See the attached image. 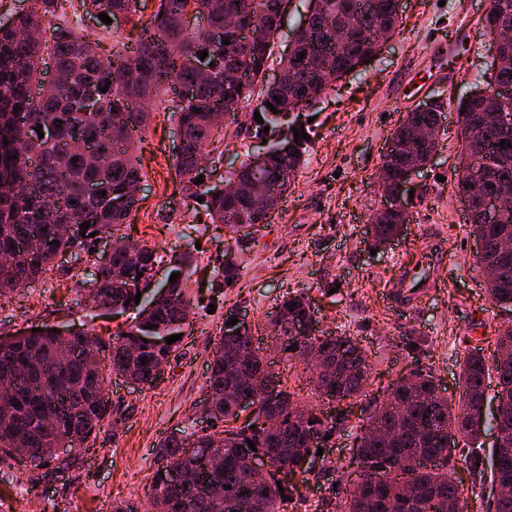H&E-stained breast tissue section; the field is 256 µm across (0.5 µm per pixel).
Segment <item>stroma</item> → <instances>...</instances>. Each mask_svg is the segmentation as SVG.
Returning a JSON list of instances; mask_svg holds the SVG:
<instances>
[{
    "label": "stroma",
    "mask_w": 512,
    "mask_h": 512,
    "mask_svg": "<svg viewBox=\"0 0 512 512\" xmlns=\"http://www.w3.org/2000/svg\"><path fill=\"white\" fill-rule=\"evenodd\" d=\"M157 6L158 0H143L139 11L108 25L69 0H62L58 14L65 26L108 50L118 41L135 46ZM485 9L486 0H402L397 33L321 95L304 164L269 223L256 225L242 241L183 198L173 173L176 120L155 106L140 153L139 202L119 234L156 247L162 257L152 280L156 286L166 279L167 256L194 251L196 267L186 287L193 305L181 342L153 384L136 386L109 376L106 390L119 415L104 420L89 447L68 452L70 469L59 470L53 462L35 468L22 457L0 466V512H102L115 501L144 508L160 440L208 424L206 378L231 307L243 309L261 329L283 296L306 293L319 330L355 336L373 362L355 419L314 457L304 500L286 512H341L334 484L353 467L359 417L402 374L430 367L442 395L454 400L468 352L479 350L486 365L494 366L497 333L512 322V311L489 300L474 267L478 243L453 173L463 147L457 103L487 86L492 75L489 40L481 34ZM435 99L448 114L435 153L409 181L410 222L397 240L375 247L371 220L381 206L384 148L407 112ZM254 107L246 101L226 117L220 142L203 160L207 187L222 188L257 148L250 126ZM430 244L454 258L441 266L442 286L416 307L399 306L387 287ZM228 255L237 265L229 283L223 272ZM91 266L87 255L65 256L29 286L1 296L0 339L45 327L62 333L84 327L105 338L126 329L135 310L104 313L86 306ZM255 346L296 399L311 401L298 361L263 340Z\"/></svg>",
    "instance_id": "stroma-1"
}]
</instances>
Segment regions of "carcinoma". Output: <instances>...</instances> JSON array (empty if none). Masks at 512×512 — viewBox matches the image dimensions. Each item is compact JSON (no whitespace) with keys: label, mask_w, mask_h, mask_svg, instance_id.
Listing matches in <instances>:
<instances>
[{"label":"carcinoma","mask_w":512,"mask_h":512,"mask_svg":"<svg viewBox=\"0 0 512 512\" xmlns=\"http://www.w3.org/2000/svg\"><path fill=\"white\" fill-rule=\"evenodd\" d=\"M204 10L210 30L185 27L188 2ZM61 0H32L30 8L13 17L10 26L0 25V254L38 236L46 249L20 259L12 270H0V296L30 284L50 270L55 255L64 250H85L90 234L112 237L137 204L131 185L140 181L137 150L147 124L140 120L138 100L152 98L186 84L194 95L176 113L185 142L174 160L175 174L189 199H203L199 206L211 221L236 233L239 224H267L272 212L252 209L246 194L226 198L201 189L196 178L205 174L202 160L206 146L213 143L218 126L213 119L236 111L238 105L256 98L263 118L250 117L254 136L268 140L270 167L261 179L284 195L303 161L308 140L295 138L301 129L290 112L292 91L307 96L304 108L315 107L337 78L363 64L379 48L380 40L396 34L399 0H323V10L309 18L294 54L280 59L288 70V89L265 86L262 72L273 55L274 34L282 17L272 8L276 0H158L156 13L140 31L134 56L122 50L108 55L100 44L68 30L47 34L43 20L55 15ZM138 0H79L87 13H129ZM491 14L482 24L491 36L499 24H512V0H490ZM236 15L254 27L255 37L241 42L224 32V19ZM344 37L336 39V30ZM230 43L225 45L223 40ZM206 52L209 73L196 68ZM51 53L62 70L58 84L33 91L42 57ZM303 60H297V57ZM136 69L144 77L131 84L126 76ZM108 87L106 92L101 88ZM98 103L95 112L81 111L88 94ZM278 96L276 102L273 96ZM276 106L272 112L266 103ZM462 103L474 124L465 142L462 160L454 167L457 188H462L466 171L484 168L486 193L477 197L468 211L473 233L494 244L512 242V209L497 224L487 222L483 212L487 199L506 196L512 203V146L500 145L501 134L485 126L490 112L512 114V95L489 99L468 96ZM441 104L430 112L406 114L391 138L412 142L410 150L383 162L389 179L397 178L406 163L424 165L436 150V142H416L412 132L418 124L439 125L444 119ZM44 137H38L37 127ZM269 132H264V128ZM82 140L91 157L73 161L69 141ZM8 144H3V141ZM23 153L20 161L16 155ZM94 184L106 195H86ZM90 222L87 233L61 236V225ZM410 223L408 213L387 210L375 224V245H384ZM156 250L128 243L112 258L109 267L93 271L98 288L94 306L128 301L141 295L139 318L124 334L108 341L84 330L59 336L43 328L0 340V392L8 394L0 404V463L14 458V446L28 449V462L40 467L59 458L54 451L58 438L70 447L82 448L97 435L105 419L101 407L107 376L129 375L130 382L153 383L154 365L166 363L177 347L165 338L182 332L179 320L192 306L185 292L193 255L170 256V272L177 279L169 284L168 296L151 287ZM477 267L500 270L485 279L489 299L512 307V253L496 251L476 259ZM311 305L303 293L283 297L271 318L275 342L284 353L303 364L315 352L331 362L330 371L313 374L312 383L320 403L296 412L282 405L294 401L281 377L250 365L248 353L253 337L222 333L213 353L207 384L206 409L213 421L238 420V399L257 393L258 383L268 392L259 399L260 412L238 426L221 431L180 430L166 436L156 452L151 496L146 512H286L298 485L281 481L285 466L317 454L325 437L343 430L349 410L347 400L364 395L372 365L357 338L347 333L318 336L311 327ZM109 352L104 357L102 353ZM497 354L504 363L495 364L496 382L501 386L499 416L494 424L512 434V328L497 339ZM404 385L395 383L386 399L375 406L370 421L361 431H372L358 447L369 482L345 487L344 512H467L468 497L453 477L452 460L459 446L477 443L480 432L469 426L468 413L481 402L490 376L479 350L463 358L461 393L456 400L441 394L434 371L419 366ZM339 408L334 409L332 405ZM277 418L268 428L261 415ZM255 449H250L248 442ZM268 459L270 470L254 478L252 459ZM474 454L468 468L470 492L485 482L502 481L512 486V451L490 453L489 467L480 465Z\"/></svg>","instance_id":"obj_1"}]
</instances>
